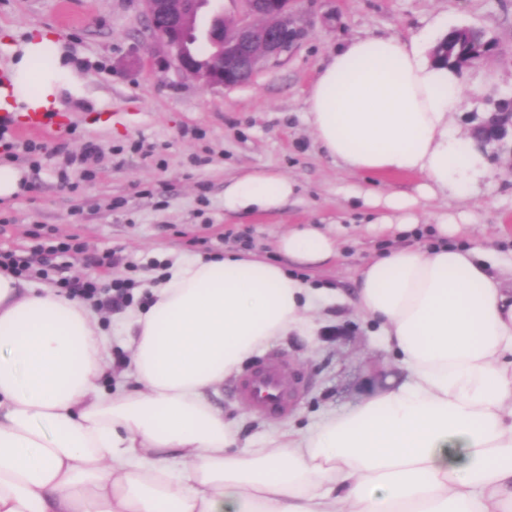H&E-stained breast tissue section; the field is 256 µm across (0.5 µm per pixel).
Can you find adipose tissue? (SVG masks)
<instances>
[{
    "instance_id": "obj_1",
    "label": "adipose tissue",
    "mask_w": 512,
    "mask_h": 512,
    "mask_svg": "<svg viewBox=\"0 0 512 512\" xmlns=\"http://www.w3.org/2000/svg\"><path fill=\"white\" fill-rule=\"evenodd\" d=\"M432 38L354 37L323 61L306 117L326 154L364 178L413 174L420 197L359 191L376 227L417 224L419 198L465 196L485 178L456 128L464 77ZM0 109L61 108L78 81L52 34L12 49ZM285 175L250 170L228 212L279 209ZM279 251L311 266L337 240L309 226ZM127 308L116 387L112 333L92 303L0 269V512H512V289L480 246L397 249L359 273L353 303L400 357L402 377L304 433L238 451L214 399L240 363L308 323L327 292L251 254L175 258Z\"/></svg>"
}]
</instances>
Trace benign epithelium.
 <instances>
[{
	"label": "benign epithelium",
	"mask_w": 512,
	"mask_h": 512,
	"mask_svg": "<svg viewBox=\"0 0 512 512\" xmlns=\"http://www.w3.org/2000/svg\"><path fill=\"white\" fill-rule=\"evenodd\" d=\"M155 39L183 74L203 80L210 86H238L249 83L262 64L276 59L308 33L298 9V0H241L247 19L224 17L214 0H141ZM212 7L213 16L205 30L210 56L201 59L187 50L198 32V20L204 9ZM496 108L493 125L477 134L483 143H501L512 135V95H504Z\"/></svg>",
	"instance_id": "1"
}]
</instances>
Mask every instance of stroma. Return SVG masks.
I'll list each match as a JSON object with an SVG mask.
<instances>
[{"label":"stroma","mask_w":512,"mask_h":512,"mask_svg":"<svg viewBox=\"0 0 512 512\" xmlns=\"http://www.w3.org/2000/svg\"><path fill=\"white\" fill-rule=\"evenodd\" d=\"M302 7L313 21L304 40L250 84L209 88L151 54L139 0H0L1 30L18 38L52 32L81 78L77 92L63 95L49 155L37 165L22 152L12 161L21 188L0 201L1 250L74 237L80 252L55 261L62 276L143 287L165 255L245 251L275 259L278 237L296 225L336 234V257L300 272L330 297L308 326L253 355L277 356L302 376L293 408L269 418L239 403L232 379L224 381L225 418L255 442L275 428L344 414L398 374L396 356L349 299L359 269L382 252L431 242L432 214L469 212L460 242L482 244L493 270L512 279V145L485 146L492 179L469 199H419V231L405 236L378 231L372 212L353 206L362 178L319 147L305 120L310 85L336 44L365 35L405 39L444 20L484 28L499 41V54L465 75L471 91L453 122L473 129L512 87V0H304ZM246 169L288 176L295 195L272 212H225L224 187Z\"/></svg>","instance_id":"obj_1"}]
</instances>
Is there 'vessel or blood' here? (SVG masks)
I'll return each mask as SVG.
<instances>
[{"label":"vessel or blood","instance_id":"1","mask_svg":"<svg viewBox=\"0 0 512 512\" xmlns=\"http://www.w3.org/2000/svg\"><path fill=\"white\" fill-rule=\"evenodd\" d=\"M236 388L244 404L269 415L287 413L299 392L298 387L286 386L285 365L274 356L240 372Z\"/></svg>","mask_w":512,"mask_h":512}]
</instances>
